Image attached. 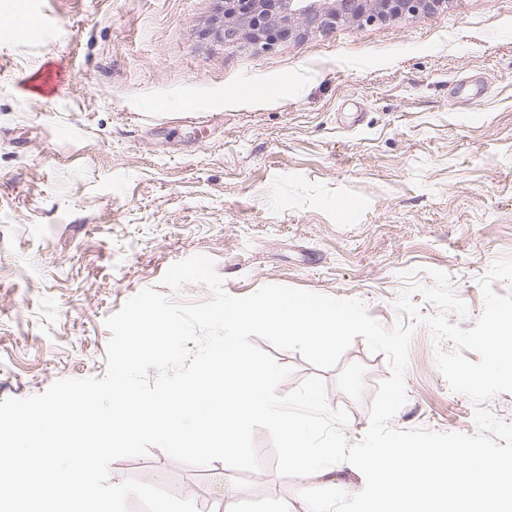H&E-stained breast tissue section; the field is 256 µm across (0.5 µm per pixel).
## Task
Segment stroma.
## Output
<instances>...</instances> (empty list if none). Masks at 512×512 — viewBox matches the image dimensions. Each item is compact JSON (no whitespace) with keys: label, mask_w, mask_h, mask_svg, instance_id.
I'll return each mask as SVG.
<instances>
[{"label":"stroma","mask_w":512,"mask_h":512,"mask_svg":"<svg viewBox=\"0 0 512 512\" xmlns=\"http://www.w3.org/2000/svg\"><path fill=\"white\" fill-rule=\"evenodd\" d=\"M221 0H0V400L107 373L106 319L174 263L214 262L224 290L265 285L361 300L383 327L401 320L402 273L432 271L468 306L512 258V0H450L399 16L281 39L268 51L208 34ZM41 20L42 33L28 31ZM63 74L45 87L43 78ZM200 116L185 122V113ZM417 326L394 429L472 434ZM287 393L320 376L358 442L381 353L355 338L323 371L276 352ZM260 468H196L153 447L116 460L134 478L218 512H294L320 475H278L257 430Z\"/></svg>","instance_id":"1"}]
</instances>
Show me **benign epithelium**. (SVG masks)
Returning a JSON list of instances; mask_svg holds the SVG:
<instances>
[{"label":"benign epithelium","mask_w":512,"mask_h":512,"mask_svg":"<svg viewBox=\"0 0 512 512\" xmlns=\"http://www.w3.org/2000/svg\"><path fill=\"white\" fill-rule=\"evenodd\" d=\"M251 8L238 9V0H224V19L211 36L227 45L246 42L258 51L277 42L272 33L286 29L304 33L336 26L341 21L375 25L394 16L423 17L447 5V0H250Z\"/></svg>","instance_id":"1"}]
</instances>
